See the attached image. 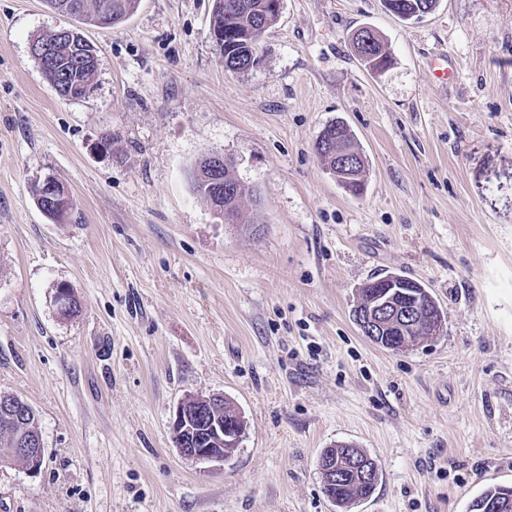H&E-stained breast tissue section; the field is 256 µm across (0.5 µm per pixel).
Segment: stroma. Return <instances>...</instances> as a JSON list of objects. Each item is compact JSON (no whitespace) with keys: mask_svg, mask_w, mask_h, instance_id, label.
I'll use <instances>...</instances> for the list:
<instances>
[{"mask_svg":"<svg viewBox=\"0 0 512 512\" xmlns=\"http://www.w3.org/2000/svg\"><path fill=\"white\" fill-rule=\"evenodd\" d=\"M211 13L139 0L84 27L93 91L67 99L29 45L72 18L0 0V392L34 409L45 448L38 472L0 465V512H337L319 458L339 443L380 471L348 512H469L512 487V0L411 21L381 0H283L242 73ZM363 27L384 70L354 51ZM336 121L365 159L357 196L314 149ZM213 152L259 188L255 228L195 193ZM49 175L71 221L36 205ZM381 273L425 286L443 331L402 352L363 336L351 311ZM210 394L248 422L222 462L172 438L177 404ZM373 32V34H371ZM365 36L359 38L362 43L358 44L356 49L362 63L372 70H381L384 66H386L388 62V56L386 52L382 50V43L377 32L369 28H364L360 30L355 37V45H357L356 41L358 37Z\"/></svg>","mask_w":512,"mask_h":512,"instance_id":"stroma-1","label":"stroma"}]
</instances>
